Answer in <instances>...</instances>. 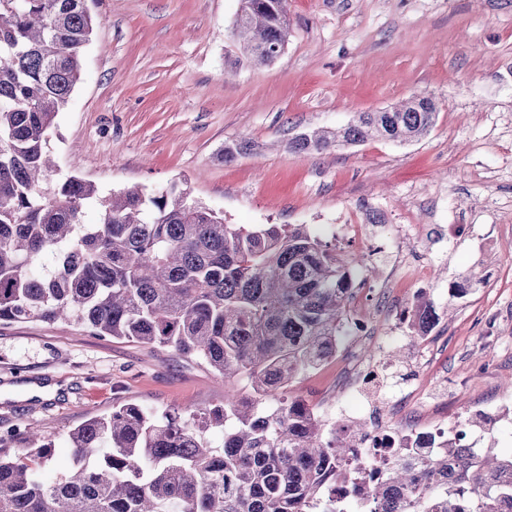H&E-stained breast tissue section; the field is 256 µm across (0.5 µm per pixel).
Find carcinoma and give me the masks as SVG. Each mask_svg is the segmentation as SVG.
<instances>
[{"instance_id": "carcinoma-1", "label": "carcinoma", "mask_w": 512, "mask_h": 512, "mask_svg": "<svg viewBox=\"0 0 512 512\" xmlns=\"http://www.w3.org/2000/svg\"><path fill=\"white\" fill-rule=\"evenodd\" d=\"M95 25L85 0H0V325L73 321L245 385L188 417L134 404L91 417L70 433L71 471L51 480L54 443L29 437L25 455H0V512H345L340 488L365 512H512V454L446 443L392 461L361 492L344 459L351 442L337 437L347 424L288 397L296 377L336 356L355 284L336 245L307 225L226 224L175 185L102 197L71 175L43 190L49 137ZM234 37L252 62L270 63L288 43V0H241ZM437 115L432 98L412 96L288 147L405 144ZM253 150L226 143L224 160ZM93 204L99 223H82ZM416 321L413 346L434 324L430 304Z\"/></svg>"}]
</instances>
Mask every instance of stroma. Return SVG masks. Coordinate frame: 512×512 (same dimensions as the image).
<instances>
[{
    "instance_id": "1",
    "label": "stroma",
    "mask_w": 512,
    "mask_h": 512,
    "mask_svg": "<svg viewBox=\"0 0 512 512\" xmlns=\"http://www.w3.org/2000/svg\"><path fill=\"white\" fill-rule=\"evenodd\" d=\"M86 5L97 23L49 142L56 176L104 194L175 184L225 223L305 224L362 260L349 309L370 334L345 336L292 395L335 421L332 401L366 359L394 430L409 411L465 420L512 398V0H288V45L264 66L233 39L239 0ZM414 94L438 107L418 141L288 148ZM241 138L254 153L225 162ZM470 270L481 285L452 296ZM424 299L432 338L401 355ZM223 402V382L172 350L76 323L0 326V453L21 456L26 431L50 427V475L71 467L70 431L114 405L189 414Z\"/></svg>"
}]
</instances>
